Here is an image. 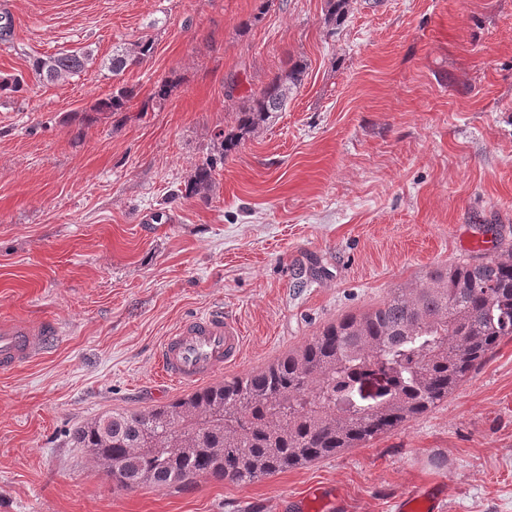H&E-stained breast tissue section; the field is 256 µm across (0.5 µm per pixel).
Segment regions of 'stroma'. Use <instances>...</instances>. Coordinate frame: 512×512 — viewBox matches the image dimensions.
<instances>
[{
    "instance_id": "1",
    "label": "stroma",
    "mask_w": 512,
    "mask_h": 512,
    "mask_svg": "<svg viewBox=\"0 0 512 512\" xmlns=\"http://www.w3.org/2000/svg\"><path fill=\"white\" fill-rule=\"evenodd\" d=\"M0 0V321L50 319L42 357L0 373V512H279L336 486L395 512L443 481V512H512V336L422 416L355 448L237 484L112 483L74 429L187 395L155 353L213 308L244 331V375L448 263L512 244V0ZM151 38L113 78V50ZM87 54L47 84L34 59ZM301 64L284 110L245 135L250 91ZM236 81L227 93L228 81ZM170 85L163 107L150 97ZM129 106L87 124L116 84Z\"/></svg>"
}]
</instances>
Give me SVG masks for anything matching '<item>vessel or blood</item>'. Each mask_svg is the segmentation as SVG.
Masks as SVG:
<instances>
[{
  "instance_id": "b4317fda",
  "label": "vessel or blood",
  "mask_w": 512,
  "mask_h": 512,
  "mask_svg": "<svg viewBox=\"0 0 512 512\" xmlns=\"http://www.w3.org/2000/svg\"><path fill=\"white\" fill-rule=\"evenodd\" d=\"M60 328L51 320L19 319L0 322V372L29 363L47 351ZM245 344L239 323L216 309L186 319L158 350L162 374L177 383L192 385L223 373L241 358ZM441 500L426 485L405 492L397 512H439ZM290 512H345L344 499L335 486L317 485L301 497L289 499Z\"/></svg>"
}]
</instances>
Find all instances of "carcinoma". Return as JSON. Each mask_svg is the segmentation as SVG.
I'll list each match as a JSON object with an SVG mask.
<instances>
[{
    "mask_svg": "<svg viewBox=\"0 0 512 512\" xmlns=\"http://www.w3.org/2000/svg\"><path fill=\"white\" fill-rule=\"evenodd\" d=\"M350 0H327L334 24ZM153 51L149 40L112 53V75ZM85 66L77 54L33 61L49 82ZM281 73L246 96L237 117L250 131L280 112L288 84ZM125 86L92 112H121ZM512 336V247L478 264L429 271L414 288H397L380 305L327 325L298 351L267 367L197 389L149 409L110 412L78 427L86 449L116 486L186 485L199 476L251 482L354 448L429 411ZM380 391L362 395L364 383Z\"/></svg>",
    "mask_w": 512,
    "mask_h": 512,
    "instance_id": "1",
    "label": "carcinoma"
}]
</instances>
